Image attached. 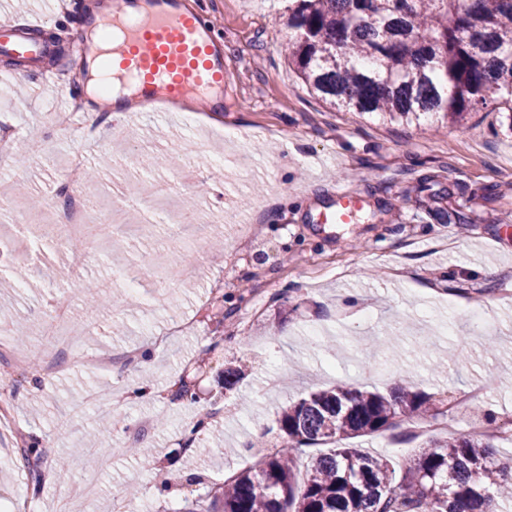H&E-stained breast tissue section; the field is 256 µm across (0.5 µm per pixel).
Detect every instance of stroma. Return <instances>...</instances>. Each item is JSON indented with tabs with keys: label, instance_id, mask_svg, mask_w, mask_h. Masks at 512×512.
<instances>
[{
	"label": "stroma",
	"instance_id": "35a3bbf8",
	"mask_svg": "<svg viewBox=\"0 0 512 512\" xmlns=\"http://www.w3.org/2000/svg\"><path fill=\"white\" fill-rule=\"evenodd\" d=\"M81 16L66 0H0V13L20 20L46 17L54 69L70 66L73 41L85 32L95 6ZM210 18L232 67L224 104L205 122L188 125L184 112L129 111L100 125L89 150L99 178L85 182L89 215L119 206L124 224L102 244L84 245L81 260L51 247L43 226L64 202L53 189L63 161L78 149L77 130L58 131L48 152L0 172V200L24 219L0 220V241L11 250L0 278L27 279L0 287V309L20 316L24 333L0 322V386L18 384L13 401L17 441L34 437L66 458L71 475L93 474L99 493L72 512H110L112 497L139 491L147 512H181L186 499L249 467V454L279 443L278 417L310 391L342 381L387 392L411 381L428 393L460 399L438 430L406 439L395 432L352 439L363 451L406 463L430 438L462 436L476 426L500 428L496 452L512 457V132L500 113L467 114L463 127L437 131L332 109L312 95L288 66V29L282 0H185ZM44 73L0 52V119L22 137L43 135L61 111L47 93ZM152 155L162 165L141 170ZM222 159L220 170L208 165ZM202 167L194 186L181 169ZM431 178L443 207L461 211L469 225L437 223L419 204L415 187ZM128 180L166 183L168 201L146 207L120 192ZM360 195L348 224H320L316 216L336 189ZM40 206H33L32 196ZM287 203H280V196ZM192 211L208 226L196 273L165 283L145 269L135 287L126 275L155 248L141 239L146 224L163 227L166 208ZM261 216L256 234L240 219ZM111 283V302L93 316L65 351L67 370L35 380L17 366L35 354L52 292L72 290L85 319L84 289ZM220 339L209 351L212 339ZM149 351L151 362H122L123 351ZM109 352L116 367L92 372L82 355ZM466 355L465 368L437 373L431 359ZM244 371L234 390H221L224 367ZM194 385L195 403L172 401L176 381ZM148 386L150 394L131 391ZM112 408V464L100 470L87 454L98 425L62 435L53 423L87 388ZM66 480L44 477L34 491L14 456H0V498L24 496L35 512H57Z\"/></svg>",
	"mask_w": 512,
	"mask_h": 512
}]
</instances>
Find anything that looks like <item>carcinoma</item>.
I'll list each match as a JSON object with an SVG mask.
<instances>
[{
    "instance_id": "obj_1",
    "label": "carcinoma",
    "mask_w": 512,
    "mask_h": 512,
    "mask_svg": "<svg viewBox=\"0 0 512 512\" xmlns=\"http://www.w3.org/2000/svg\"><path fill=\"white\" fill-rule=\"evenodd\" d=\"M290 63L339 109L421 123L460 121L489 104L512 132V0H287ZM440 224H466L435 208ZM439 421L433 397L399 385L387 394L341 382L283 408L282 446L259 467L224 481L221 497L185 512H484L512 501V458L490 439H432L396 469L381 454L343 445L404 419ZM336 444L312 455L308 447ZM44 449H20L17 466L41 479Z\"/></svg>"
}]
</instances>
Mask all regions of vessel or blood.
I'll return each mask as SVG.
<instances>
[{"label": "vessel or blood", "instance_id": "obj_1", "mask_svg": "<svg viewBox=\"0 0 512 512\" xmlns=\"http://www.w3.org/2000/svg\"><path fill=\"white\" fill-rule=\"evenodd\" d=\"M112 24L121 35L107 63L110 77L129 79L138 89L140 111H158L189 96L204 98L224 91L226 63L212 22L184 9L182 0H114ZM41 20L0 22V51L34 58L44 45L25 37ZM359 209L357 198L339 191L320 223H349Z\"/></svg>", "mask_w": 512, "mask_h": 512}]
</instances>
